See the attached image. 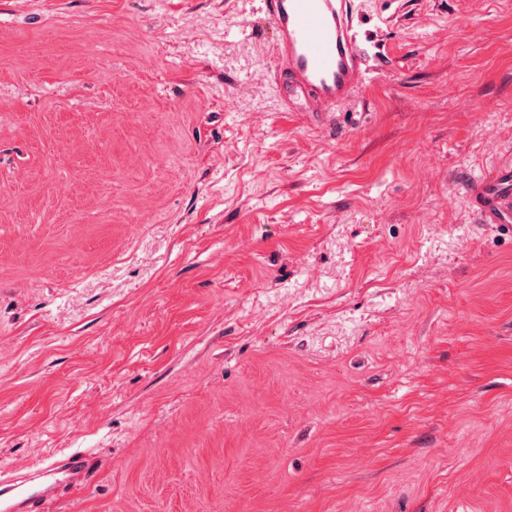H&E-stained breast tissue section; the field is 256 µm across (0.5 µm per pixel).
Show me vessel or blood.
I'll return each mask as SVG.
<instances>
[{"instance_id": "obj_1", "label": "vessel or blood", "mask_w": 512, "mask_h": 512, "mask_svg": "<svg viewBox=\"0 0 512 512\" xmlns=\"http://www.w3.org/2000/svg\"><path fill=\"white\" fill-rule=\"evenodd\" d=\"M272 28L282 101L301 102L315 126L335 127L336 110L367 84L375 42L354 23V0H260ZM475 224H512V158L464 187ZM99 469L80 450L55 454L38 470L0 477V512H48Z\"/></svg>"}]
</instances>
